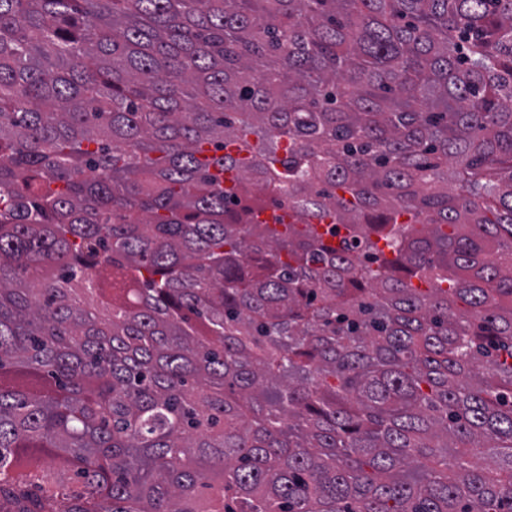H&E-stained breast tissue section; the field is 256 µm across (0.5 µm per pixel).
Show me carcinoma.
Here are the masks:
<instances>
[{
    "mask_svg": "<svg viewBox=\"0 0 512 512\" xmlns=\"http://www.w3.org/2000/svg\"><path fill=\"white\" fill-rule=\"evenodd\" d=\"M37 451L57 512H512V0H0V512Z\"/></svg>",
    "mask_w": 512,
    "mask_h": 512,
    "instance_id": "obj_1",
    "label": "carcinoma"
}]
</instances>
